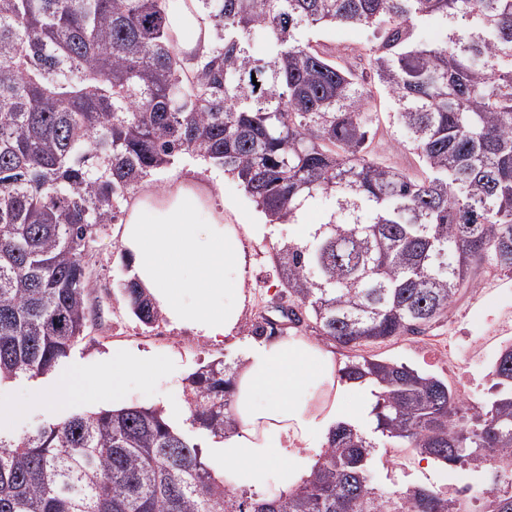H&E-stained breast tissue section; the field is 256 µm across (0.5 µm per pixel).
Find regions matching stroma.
Listing matches in <instances>:
<instances>
[{"label":"stroma","mask_w":512,"mask_h":512,"mask_svg":"<svg viewBox=\"0 0 512 512\" xmlns=\"http://www.w3.org/2000/svg\"><path fill=\"white\" fill-rule=\"evenodd\" d=\"M371 38L370 30L343 27L328 29L321 36L337 61L353 66L359 64L363 49ZM371 107L380 117L373 140L375 149L387 163L409 174L418 173L417 157L392 146L394 130L384 93H375ZM121 231L122 227L118 224L101 226L90 254L93 278L107 281L108 288L103 292L91 290L87 303L93 318L106 322L116 317L125 320L130 317L126 301L118 288L119 283L131 274L130 266L121 258ZM295 234V225L274 224L268 232L242 237L241 245L247 259V281L245 304L235 335L215 344L188 330L172 327L163 336L146 330L134 336H115L92 330L89 337L74 345L53 372L36 378L19 376L0 383V403L9 404L16 411L13 419L0 424V431L21 435L67 416L88 412L89 406L82 399L55 396V388L66 376L94 367L102 356L119 349L133 353L147 352L165 362L161 376L152 383H145L135 375L127 380L124 404L171 408L172 422L188 432L202 449H210L212 436L190 420L184 395L186 379L212 360L231 362L240 359L243 344L251 338L254 325L262 323L267 317L278 319L275 307L282 301V288L271 261L270 247ZM450 313L460 319L459 327L466 337L465 348H472L489 336H512V272L484 267L477 286L468 289L453 304ZM360 352L405 363L444 378L452 385L457 382L447 363L439 360L429 348L423 347L417 336H404L390 342L364 346ZM393 454V449L379 448L374 456V478L388 489L395 485L403 488L409 484L439 487L447 483L453 473L452 467L416 457L404 469L396 470L390 463Z\"/></svg>","instance_id":"35a3bbf8"}]
</instances>
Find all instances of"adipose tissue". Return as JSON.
<instances>
[{
  "mask_svg": "<svg viewBox=\"0 0 512 512\" xmlns=\"http://www.w3.org/2000/svg\"><path fill=\"white\" fill-rule=\"evenodd\" d=\"M168 20L182 51L208 47L211 22L186 0H173ZM224 179L186 175L165 193L144 188L126 208L121 245L143 288L178 329L219 343L239 324L244 299L245 257L240 233L251 224L224 221ZM161 361L148 353L113 352L91 369L61 380L58 392L90 404L121 408L129 376L153 380ZM371 383L340 380L330 350L305 338L253 339L235 391V434L218 441L214 473L233 485L255 488L277 475L284 490L309 477L315 457L303 448L328 437L337 423L371 417Z\"/></svg>",
  "mask_w": 512,
  "mask_h": 512,
  "instance_id": "obj_1",
  "label": "adipose tissue"
}]
</instances>
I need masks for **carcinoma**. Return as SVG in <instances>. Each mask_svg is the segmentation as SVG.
I'll use <instances>...</instances> for the list:
<instances>
[{"mask_svg":"<svg viewBox=\"0 0 512 512\" xmlns=\"http://www.w3.org/2000/svg\"><path fill=\"white\" fill-rule=\"evenodd\" d=\"M198 4L204 55L175 47L167 0H0V382L48 374L88 335L98 227L186 158L236 177L271 224L329 202L325 223L271 257L291 327L339 347L422 336L480 267L512 271V0ZM336 26L371 30L366 74L316 38ZM375 85L417 177L370 148ZM119 288L142 326L163 320L136 278ZM238 366L187 379L192 422L214 438L236 430ZM338 373L375 383L376 426L337 424L292 490L224 484L161 410L127 406L0 434V512H469L461 492L376 485L377 448L475 464L486 512H512V343L467 419L447 381L404 363L355 354Z\"/></svg>","mask_w":512,"mask_h":512,"instance_id":"obj_1","label":"carcinoma"}]
</instances>
